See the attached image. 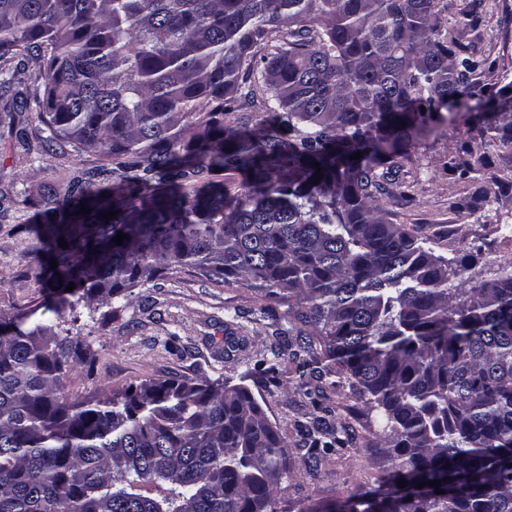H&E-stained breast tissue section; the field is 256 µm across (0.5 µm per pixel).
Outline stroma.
<instances>
[{"mask_svg": "<svg viewBox=\"0 0 512 512\" xmlns=\"http://www.w3.org/2000/svg\"><path fill=\"white\" fill-rule=\"evenodd\" d=\"M447 3L448 31L495 63L481 77L498 91L495 107L512 102V0H484L475 16L470 0ZM485 116L482 110L469 112L455 127L406 143L399 168L378 195L389 220L435 254L460 260L457 277L470 284L512 265V144L470 140L468 128ZM41 128L33 106L16 113L14 124H0V319L28 314L79 337L92 363L76 366L59 382L74 401L175 376L248 385L291 445L295 466H302L295 424L312 412L313 403L296 374H283L277 385L250 378L254 365L269 358L274 330L286 324L285 318L261 311L250 287L217 285L179 265L129 289L124 298L81 302L60 316L47 309L32 260L38 242L20 227L34 222L47 188L64 192L76 169L101 164L103 157L94 150L46 145ZM19 129L27 135L26 144L16 139ZM462 158L470 163L464 177L454 169ZM229 324L239 341L234 349L225 342ZM383 437L384 421L372 415L351 457H331L315 476L284 490L288 512H307L315 503L371 486L383 466Z\"/></svg>", "mask_w": 512, "mask_h": 512, "instance_id": "35a3bbf8", "label": "stroma"}]
</instances>
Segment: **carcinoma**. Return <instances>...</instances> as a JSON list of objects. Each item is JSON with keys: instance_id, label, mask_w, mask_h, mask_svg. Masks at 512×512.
<instances>
[{"instance_id": "cac0c4a2", "label": "carcinoma", "mask_w": 512, "mask_h": 512, "mask_svg": "<svg viewBox=\"0 0 512 512\" xmlns=\"http://www.w3.org/2000/svg\"><path fill=\"white\" fill-rule=\"evenodd\" d=\"M446 10L0 0V98L12 95L0 123L37 57L44 142L107 158L47 191L37 263L58 262L48 307L60 315L76 295L118 297L186 265L285 309L292 327L274 359L333 389L344 381L389 431L375 485L309 512H512V270L453 283L454 259L376 199L379 163L433 132L432 116L453 126L491 93L479 78L492 62L442 32ZM257 104L269 118L224 126ZM497 131L470 128L481 144ZM224 171L246 175L242 193L209 180ZM82 202L90 213L76 214ZM28 320L0 321V512H286L281 485L297 473L247 386L146 380L75 402L59 378L90 357L77 337ZM333 413L316 400L296 424L311 475L355 442Z\"/></svg>"}]
</instances>
